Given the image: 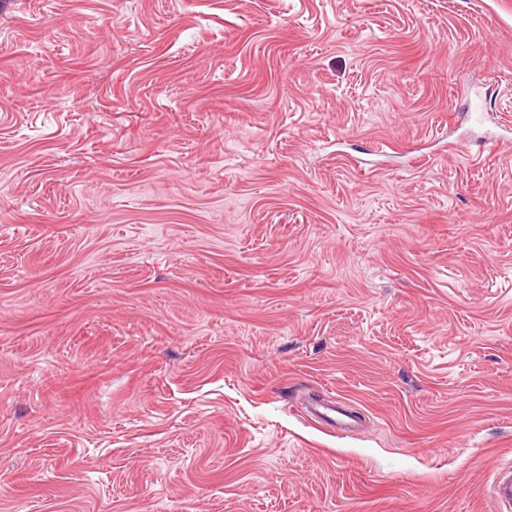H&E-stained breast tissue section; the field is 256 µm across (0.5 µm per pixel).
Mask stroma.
Segmentation results:
<instances>
[{
  "mask_svg": "<svg viewBox=\"0 0 512 512\" xmlns=\"http://www.w3.org/2000/svg\"><path fill=\"white\" fill-rule=\"evenodd\" d=\"M509 463L512 0H0V512H498ZM322 407V409H320ZM309 416L317 422L329 420L340 429H349L352 426L349 416L339 407H326L317 405L307 409ZM491 494L501 508H512V466L508 465L495 471Z\"/></svg>",
  "mask_w": 512,
  "mask_h": 512,
  "instance_id": "stroma-1",
  "label": "stroma"
}]
</instances>
